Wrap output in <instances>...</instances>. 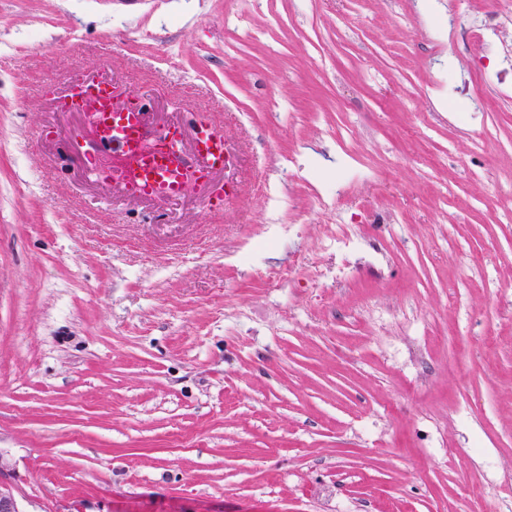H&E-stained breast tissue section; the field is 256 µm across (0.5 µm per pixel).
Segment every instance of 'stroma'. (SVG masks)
Masks as SVG:
<instances>
[{
	"label": "stroma",
	"instance_id": "1",
	"mask_svg": "<svg viewBox=\"0 0 512 512\" xmlns=\"http://www.w3.org/2000/svg\"><path fill=\"white\" fill-rule=\"evenodd\" d=\"M475 22L469 0H0L20 512H512V27L487 56ZM89 77L153 124L207 115L234 168L175 200L93 180L55 102ZM301 256L321 284H265Z\"/></svg>",
	"mask_w": 512,
	"mask_h": 512
}]
</instances>
